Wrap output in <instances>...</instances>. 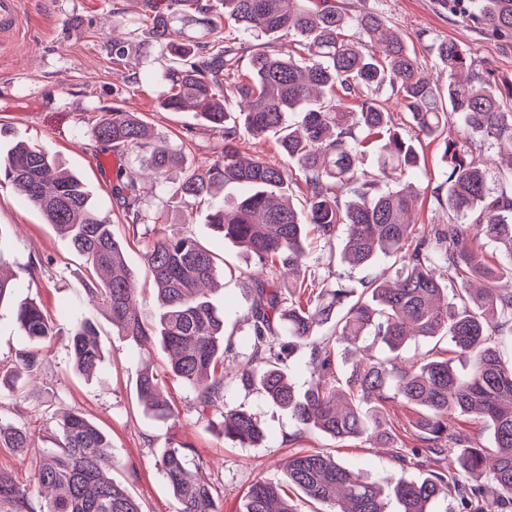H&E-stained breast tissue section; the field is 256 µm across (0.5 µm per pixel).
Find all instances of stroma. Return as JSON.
I'll return each instance as SVG.
<instances>
[{
    "mask_svg": "<svg viewBox=\"0 0 512 512\" xmlns=\"http://www.w3.org/2000/svg\"><path fill=\"white\" fill-rule=\"evenodd\" d=\"M152 0H19L21 39L0 50V150L24 141L44 148L88 186L97 205L111 211L112 189L140 177L136 155H117L97 143L93 126L105 109L121 104L139 113L155 132L181 149L187 166L212 163L221 156L224 141L195 112H170L160 107L164 91L162 74L169 64L143 18ZM350 12L370 10L383 16L402 37L425 74L447 84L448 72L435 51L437 43L452 41L466 52L476 71L490 72L497 80L512 79V37L489 36L476 24L448 13L437 0H344ZM131 43L128 58L116 61L110 54L112 21ZM417 169L404 176L417 194L413 219L417 235H429L433 226L448 221L435 192L444 181L446 163L439 142L418 145ZM207 209L199 206L174 213L171 223L115 229L126 242V261L135 274L140 311L156 318L159 306L152 282L144 272L147 239L171 233H189L229 265L245 267L239 249L215 233L206 222ZM342 238L325 242L309 237L307 251L317 273L342 278L355 290L381 271L380 266L350 268L341 264ZM0 258L16 286L0 304V360L7 362L28 341L18 330L13 309L34 300L52 320L69 328L73 318L96 322L105 361L97 374L85 378L69 364L64 343L56 339L42 346V374L19 390L0 389V420L27 422L35 446L20 453L0 448V469L11 472L20 485H28L39 449L50 447L56 415L78 410L110 437L118 459L111 475L126 483L143 512H176L156 463L163 448L181 442L196 448L206 462L204 478L219 491L220 512H241L244 495L258 478L279 481L280 460L300 450L319 451L344 467L374 479L393 475L398 466L387 451L354 440L338 441L323 433L288 443L295 426L287 413L255 391L226 379L227 408L256 413L267 437L256 448H242L213 433L194 408V394L179 383L167 382L164 393L181 412L179 422H164L146 414L136 383L140 370L166 369L170 355L159 344L144 347L118 336L100 307L89 302L81 257L67 238L31 206L14 187L0 181ZM211 299L224 314V329L235 333L236 350H250L247 337L238 335L249 312L250 297L240 282L219 276Z\"/></svg>",
    "mask_w": 512,
    "mask_h": 512,
    "instance_id": "35a3bbf8",
    "label": "stroma"
}]
</instances>
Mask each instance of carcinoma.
Returning <instances> with one entry per match:
<instances>
[{
  "label": "carcinoma",
  "instance_id": "cac0c4a2",
  "mask_svg": "<svg viewBox=\"0 0 512 512\" xmlns=\"http://www.w3.org/2000/svg\"><path fill=\"white\" fill-rule=\"evenodd\" d=\"M166 0L146 16L155 42L169 56L160 105L170 112L189 109L224 134L221 159L166 184L167 172L184 169L181 150L155 134L142 118L115 105L92 129L94 138L140 158L167 196L164 208L143 206L141 188L131 180L117 191L116 205L125 223L167 224L171 209L210 204L209 224L255 261L263 272L238 271L250 298L246 335L251 352L236 374L245 389L261 391L288 411L296 424L288 440L319 431L337 440H360L392 449L400 471L388 481L351 471L317 451L297 452L283 466L288 484L328 512H389L392 494L397 512H430L439 498L464 506L484 501V482L499 491L497 512H512V364L501 359L496 340L512 337V289L498 282L512 275V191L492 193L485 162L474 155L478 139L512 157V81L499 84L489 73L473 72L461 82L458 71L473 68L456 43L438 46L448 68L442 89L424 75L405 42L393 35L375 12H349L340 0ZM462 12L485 32L512 35V0H440ZM231 24L237 36L221 35ZM284 34L298 37L299 56L276 49ZM251 49L249 71L240 72L241 52ZM388 85L403 103L418 134L441 140L447 171V195L436 194L453 219L436 225L429 238L414 236L410 187H390L418 167L412 142L395 129L392 115L374 97ZM239 107L227 110L228 97ZM460 127L447 133L449 121ZM277 138L285 161L262 157L243 161L241 132ZM377 150L376 171L359 167L369 144ZM0 179L8 181L47 223L69 239L94 273L87 292L107 314L118 335L139 345L159 342L171 353L167 375L192 389L197 413L210 418L224 440L258 446L264 431L247 410L224 405V362L237 357L225 337L224 315L205 292L220 270L218 258L194 237L158 236L146 242L145 273L156 286L158 319L143 320L134 273L113 224L92 199L86 184L43 150L15 144L0 154ZM245 194L231 202L224 186ZM303 193L296 209L291 198ZM316 232L325 240L344 234L341 262L371 267L393 260L391 277H374L357 298L342 282L324 283L308 261L305 241ZM485 237L507 261L490 266L473 240ZM21 333L33 344L58 335L55 323L36 303L14 313ZM330 326L328 338L312 336ZM97 326L75 322L66 344L73 368L92 375L104 361ZM443 336L456 357L402 361L407 343ZM310 349L318 381L299 390L284 372L297 348ZM465 360L470 371L457 372ZM18 366L34 374L39 353L22 350ZM347 366L338 373V364ZM164 379L144 369L137 393L146 411L164 420L179 413L162 392ZM396 402L417 414L419 446L398 441L382 415ZM474 415L492 430L494 452L455 425ZM34 445L25 423L0 421L1 448ZM453 458L455 471L441 466ZM116 460L109 436L79 412L66 414L55 447L35 461L34 484L47 495L44 512H142L128 487L108 473ZM428 472L408 480L409 466ZM159 467L177 512H218L216 487L199 478L203 460L194 448L176 443L162 449ZM0 512H35L29 492L12 474L0 471ZM241 512H300L284 497L282 485L255 481Z\"/></svg>",
  "mask_w": 512,
  "mask_h": 512
}]
</instances>
